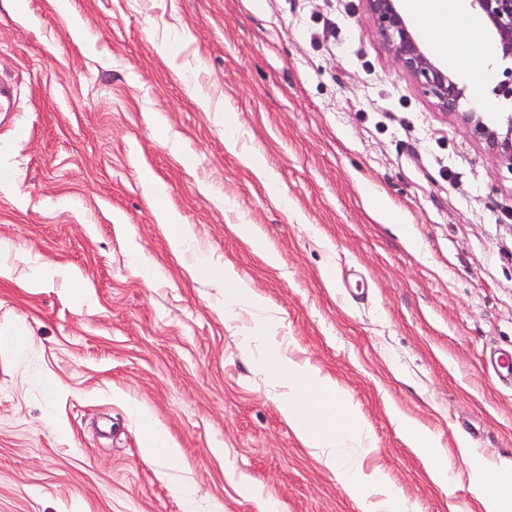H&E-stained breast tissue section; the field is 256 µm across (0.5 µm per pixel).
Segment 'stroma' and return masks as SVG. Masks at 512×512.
Here are the masks:
<instances>
[{"instance_id":"stroma-1","label":"stroma","mask_w":512,"mask_h":512,"mask_svg":"<svg viewBox=\"0 0 512 512\" xmlns=\"http://www.w3.org/2000/svg\"><path fill=\"white\" fill-rule=\"evenodd\" d=\"M0 76V333L30 338L0 346V512H356L283 418L261 326L175 258L163 212L351 396L365 470L418 512H480L456 441L512 471V386L487 365L512 351V166L365 0H0ZM149 422L179 460L147 455ZM394 421L404 440L426 462L432 480L442 487L456 483L459 474L451 466L439 441L404 414L395 413Z\"/></svg>"}]
</instances>
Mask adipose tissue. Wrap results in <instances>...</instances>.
<instances>
[{
    "label": "adipose tissue",
    "instance_id": "1",
    "mask_svg": "<svg viewBox=\"0 0 512 512\" xmlns=\"http://www.w3.org/2000/svg\"><path fill=\"white\" fill-rule=\"evenodd\" d=\"M405 7L421 28L431 34V42L438 50L446 53L460 70H472L474 30L462 17L459 0H406ZM168 240L174 254L190 256L193 274L229 282L225 291L227 307L248 306L263 322L268 346L266 370L281 389L280 412L302 444L347 489L357 512H416L415 505L394 488L382 471L364 472L348 458L347 448L369 440L357 405L329 376L287 355L279 325L267 318L263 300L232 270L211 264L196 250L193 238L183 228L171 231ZM394 421L405 441L426 462L432 480L443 487L456 483L459 475L439 441L406 415L395 414ZM457 445L459 453L471 461L469 488L480 512H512V473L487 478L483 463L472 461L470 444L461 439Z\"/></svg>",
    "mask_w": 512,
    "mask_h": 512
}]
</instances>
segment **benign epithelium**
Returning a JSON list of instances; mask_svg holds the SVG:
<instances>
[{"label":"benign epithelium","mask_w":512,"mask_h":512,"mask_svg":"<svg viewBox=\"0 0 512 512\" xmlns=\"http://www.w3.org/2000/svg\"><path fill=\"white\" fill-rule=\"evenodd\" d=\"M374 19L380 39L389 47L395 60L432 98L437 107L458 115L474 134L485 140L493 151L512 166V113L506 117V133L490 127L474 111H463V95L457 79L434 60L423 47L412 25L399 11L398 0H365ZM487 33L494 57L512 60V0H467ZM493 95L505 103L512 102V67L502 72L492 89Z\"/></svg>","instance_id":"obj_1"}]
</instances>
